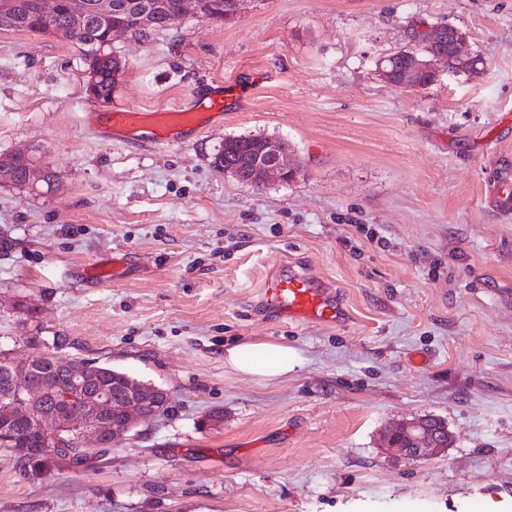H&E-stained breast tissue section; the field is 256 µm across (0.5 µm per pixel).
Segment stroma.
I'll list each match as a JSON object with an SVG mask.
<instances>
[{"mask_svg": "<svg viewBox=\"0 0 512 512\" xmlns=\"http://www.w3.org/2000/svg\"><path fill=\"white\" fill-rule=\"evenodd\" d=\"M446 25L480 73L428 88L376 64ZM125 68L89 96L70 41L0 31V153L55 176L0 187V351L32 305L63 355L168 392L90 467L23 471L0 448V512H475L512 505V223L487 203L489 158L512 169V0H247L114 39ZM224 113L178 145L105 138L118 106ZM282 140L297 168L260 187L214 168L224 140ZM125 257L120 274L89 271ZM295 264L350 319L298 325L261 304ZM292 348L287 378L236 372L246 341ZM220 412L218 426L203 417ZM432 417L452 443L414 459L395 424Z\"/></svg>", "mask_w": 512, "mask_h": 512, "instance_id": "1", "label": "stroma"}]
</instances>
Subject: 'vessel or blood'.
I'll return each instance as SVG.
<instances>
[{
    "instance_id": "1",
    "label": "vessel or blood",
    "mask_w": 512,
    "mask_h": 512,
    "mask_svg": "<svg viewBox=\"0 0 512 512\" xmlns=\"http://www.w3.org/2000/svg\"><path fill=\"white\" fill-rule=\"evenodd\" d=\"M223 114L220 100L199 99L186 109L142 112L124 108L110 112L107 122L112 129H146V144H179L193 132L200 113ZM488 199L500 221L512 222V171L500 169L492 181ZM261 301L278 317L298 323L336 325L344 319V309L332 288L307 271L273 274L262 290Z\"/></svg>"
}]
</instances>
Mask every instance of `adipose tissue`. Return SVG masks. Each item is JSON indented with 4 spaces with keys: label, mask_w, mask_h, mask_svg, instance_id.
Listing matches in <instances>:
<instances>
[{
    "label": "adipose tissue",
    "mask_w": 512,
    "mask_h": 512,
    "mask_svg": "<svg viewBox=\"0 0 512 512\" xmlns=\"http://www.w3.org/2000/svg\"><path fill=\"white\" fill-rule=\"evenodd\" d=\"M224 360L240 373L266 379L286 377L295 367L292 348L268 341H250L228 349Z\"/></svg>",
    "instance_id": "adipose-tissue-1"
}]
</instances>
